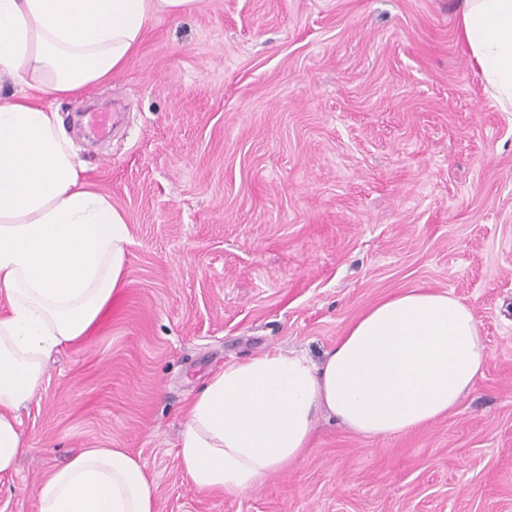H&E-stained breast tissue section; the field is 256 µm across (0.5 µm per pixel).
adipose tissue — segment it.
Segmentation results:
<instances>
[{
    "label": "adipose tissue",
    "instance_id": "1",
    "mask_svg": "<svg viewBox=\"0 0 512 512\" xmlns=\"http://www.w3.org/2000/svg\"><path fill=\"white\" fill-rule=\"evenodd\" d=\"M197 0H0V77L54 98L123 68L157 16ZM461 36L489 95L512 112V0H463ZM57 111L0 96V475L25 455L18 410L43 359L92 336L123 285L129 231L86 182ZM489 357L470 309L448 292L389 296L321 362L272 352L212 376L188 406L177 457L199 490L237 495L303 460L314 414L396 437L444 418ZM155 484L126 449H80L37 492V512H155Z\"/></svg>",
    "mask_w": 512,
    "mask_h": 512
}]
</instances>
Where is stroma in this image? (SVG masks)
<instances>
[{"label": "stroma", "mask_w": 512, "mask_h": 512, "mask_svg": "<svg viewBox=\"0 0 512 512\" xmlns=\"http://www.w3.org/2000/svg\"><path fill=\"white\" fill-rule=\"evenodd\" d=\"M458 19L457 0H199L53 101L130 244L116 305L19 412L29 452L0 512H37L51 471L104 442L145 463L157 512H512V112ZM92 105L114 122L98 147L74 126ZM419 285L468 306L488 345L456 410L379 438L321 412L299 464L238 496L190 484L178 436L215 373L320 360Z\"/></svg>", "instance_id": "35a3bbf8"}]
</instances>
